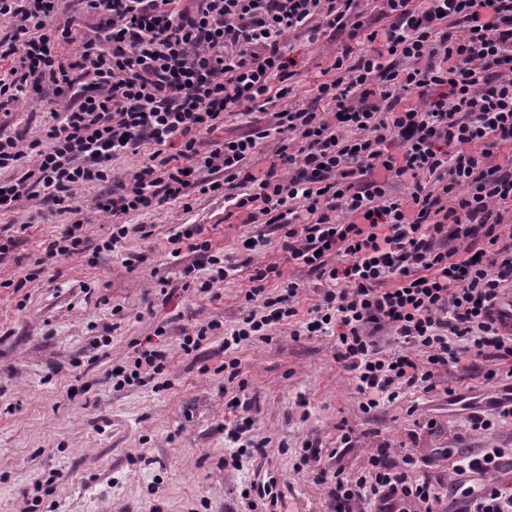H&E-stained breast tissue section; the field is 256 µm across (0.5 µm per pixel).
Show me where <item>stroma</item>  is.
Here are the masks:
<instances>
[{
  "instance_id": "35a3bbf8",
  "label": "stroma",
  "mask_w": 512,
  "mask_h": 512,
  "mask_svg": "<svg viewBox=\"0 0 512 512\" xmlns=\"http://www.w3.org/2000/svg\"><path fill=\"white\" fill-rule=\"evenodd\" d=\"M337 44L330 33L313 45L289 40L290 104L316 105V87ZM0 126L28 140L39 137L42 103H14L0 112ZM148 153L144 146L115 157L108 183L79 190L89 247L101 242L112 223L94 209V199L128 183ZM34 210L26 201L0 213V236L15 240L0 260V512H247L241 490L271 475L287 512H333L326 491L313 483L315 470L356 474L381 447L395 456L409 448L423 454L448 448L456 455L486 446L512 448V423L488 434L472 430L468 420L470 411L489 412L490 398L503 392L502 384L486 379L483 359L471 358L467 371H441L435 391L413 389L366 413L351 373L336 358L335 337L297 338L275 326L268 341L225 350V332L246 312L253 265L275 262L282 275L298 276L302 319L325 283L295 271L279 233L226 217L223 197L195 195L189 213L173 202L127 215L128 223L145 226L146 236L129 237L92 260L56 258L38 281L17 291L12 282L25 277L69 222L63 215L26 227ZM178 224L202 225L212 248L230 258L215 295L183 290L168 241ZM261 233L269 241L266 250L248 257L244 240ZM130 257L135 264L128 268L123 261ZM158 274L169 281L167 295L155 288ZM116 306L121 314H113ZM212 320L221 322V330L201 350L185 354L184 328ZM160 326L166 329L159 343L168 356L169 386L114 387L113 365L131 357L133 342ZM101 335L109 346H95ZM233 358L247 383L245 412L225 405L228 395L239 392L222 370ZM343 424L352 431L346 448L339 445ZM236 427L243 439L267 442L239 470L224 465L239 447L229 435ZM308 444L325 454L305 466L301 453ZM331 448L337 457L328 456Z\"/></svg>"
}]
</instances>
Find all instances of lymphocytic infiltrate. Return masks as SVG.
I'll list each match as a JSON object with an SVG mask.
<instances>
[{
  "instance_id": "1",
  "label": "lymphocytic infiltrate",
  "mask_w": 512,
  "mask_h": 512,
  "mask_svg": "<svg viewBox=\"0 0 512 512\" xmlns=\"http://www.w3.org/2000/svg\"><path fill=\"white\" fill-rule=\"evenodd\" d=\"M82 15L57 24L60 0H0V20L16 34L0 39V109L51 89L52 118L43 137L23 141L0 129V170L27 157L22 176L0 181V212L42 200L54 215H71L58 239L34 261L26 282L47 260L86 251L77 193L108 182L117 155L149 144L151 153L118 192L97 198L114 222L101 247L112 250L144 233L121 222L170 201L190 212L194 194L223 197L249 224L280 231L288 263L327 287L306 321H298L303 287L256 268L246 315L225 348L267 340L268 327L292 336L335 333L337 357L353 372L363 412L412 389L434 391L438 373L462 358L490 361L485 377L503 382L506 398L491 415L473 413V429L512 420V336L494 308L512 291V0H379L374 20L361 0H80ZM347 33L317 87L333 118L311 107L275 112L273 128L223 136L226 115L290 97L294 88L289 36L317 42L326 31ZM383 48H376V41ZM75 45L73 60L58 47ZM284 135L278 154L291 169L258 177L248 161L270 133ZM413 179V210L392 192ZM198 224L177 225L172 257L205 255L180 271L183 288L211 292L223 282V254L203 240ZM391 331L401 350L385 352ZM167 355L138 344L132 368L112 371L116 386L166 374ZM449 461L467 481L461 512H512V484L498 473L502 448L452 456L411 449L372 454L346 476L319 471L336 512H443V497L424 473Z\"/></svg>"
}]
</instances>
